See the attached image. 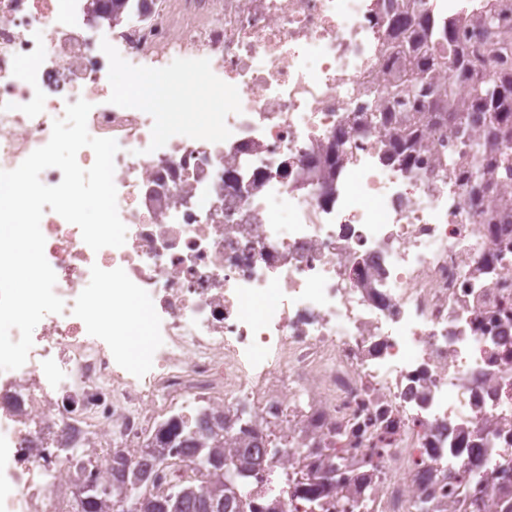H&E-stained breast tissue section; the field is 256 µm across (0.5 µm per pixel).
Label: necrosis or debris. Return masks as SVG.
<instances>
[{"instance_id":"4bbe7bcc","label":"necrosis or debris","mask_w":512,"mask_h":512,"mask_svg":"<svg viewBox=\"0 0 512 512\" xmlns=\"http://www.w3.org/2000/svg\"><path fill=\"white\" fill-rule=\"evenodd\" d=\"M390 3L0 0V170L86 100L127 228L96 252L42 217L64 311L0 371V512H81L113 451L217 411L225 451H270L234 478L255 512H512V224L488 220L512 182L474 198L453 165L484 129L451 137L425 102L409 165L388 160ZM492 5L504 28L449 44ZM427 7L433 67L459 47L500 68L512 0Z\"/></svg>"}]
</instances>
